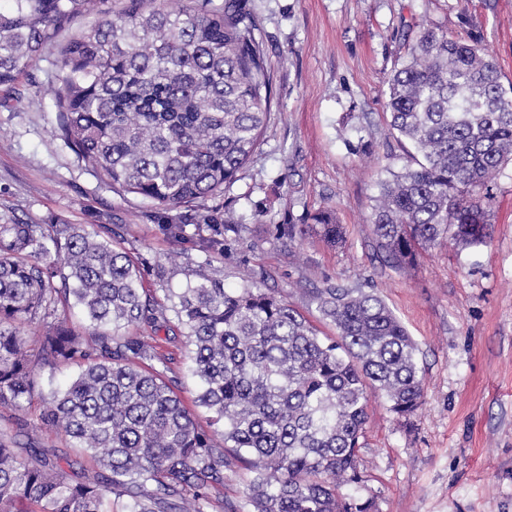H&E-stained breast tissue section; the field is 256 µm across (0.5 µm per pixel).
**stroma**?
Masks as SVG:
<instances>
[{
	"label": "stroma",
	"instance_id": "stroma-1",
	"mask_svg": "<svg viewBox=\"0 0 512 512\" xmlns=\"http://www.w3.org/2000/svg\"><path fill=\"white\" fill-rule=\"evenodd\" d=\"M257 37L272 80L271 120L263 142L226 197L198 212L180 209L186 224L174 236L149 201L112 191L54 132L51 93L58 69L45 53L8 86L0 87V224H92L102 239L138 257L145 285L157 300L181 288L208 263L224 284L253 282L293 305L335 338L314 301L320 288H360L378 294L418 346L423 399L410 418L371 395L358 481L341 490L372 501L375 512H512V162L492 184L487 244L450 242L416 260L387 258L370 216L387 170L412 165L410 146L391 134L387 82L420 31L476 38L503 84L512 83V0H250ZM246 216L240 233L225 231V198ZM327 211L345 239L328 245L313 215ZM212 216L196 224L195 214ZM292 224L308 225L301 239ZM215 240L211 249L202 242ZM185 258L154 276L170 252ZM170 359L173 379L202 429L210 413L196 406L189 349L175 316L143 325ZM78 364L37 373L30 404L0 407V435L55 450L79 477L93 468L68 438L42 426L54 390ZM250 472L235 461L224 468V488L213 512H250Z\"/></svg>",
	"mask_w": 512,
	"mask_h": 512
}]
</instances>
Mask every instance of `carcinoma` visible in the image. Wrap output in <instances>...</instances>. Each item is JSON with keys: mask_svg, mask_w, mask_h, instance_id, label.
<instances>
[{"mask_svg": "<svg viewBox=\"0 0 512 512\" xmlns=\"http://www.w3.org/2000/svg\"><path fill=\"white\" fill-rule=\"evenodd\" d=\"M0 7V86L47 51L55 131L112 190L164 212L224 194L259 148L270 119L268 61L249 0H8ZM99 23L62 40L78 15ZM390 128L415 166L380 182L372 212L397 262L448 240L486 243L491 183L512 160V87L470 38L420 31L388 80ZM333 246L342 225L320 213ZM141 263L87 224H0V406L20 409L36 367L82 364L41 423L90 454L73 480L46 448L0 439V512H210L222 468L248 464L251 512H372L339 492L357 478L370 393L407 418L419 408L418 347L382 298L323 288V340L307 317L255 284L227 288L212 267L167 307L144 287ZM80 310L96 337L58 314ZM174 312L191 347L198 406L222 429L202 430L148 338L123 333ZM45 322L33 358L24 324ZM232 456H224V449Z\"/></svg>", "mask_w": 512, "mask_h": 512, "instance_id": "obj_1", "label": "carcinoma"}]
</instances>
